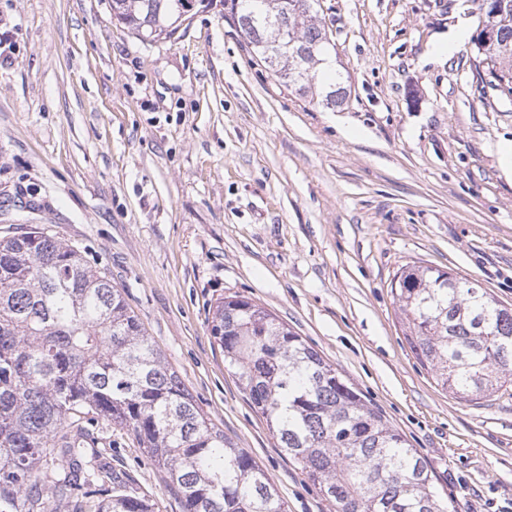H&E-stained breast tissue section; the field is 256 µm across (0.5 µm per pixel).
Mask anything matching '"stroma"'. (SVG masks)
Listing matches in <instances>:
<instances>
[{"label":"stroma","instance_id":"1","mask_svg":"<svg viewBox=\"0 0 512 512\" xmlns=\"http://www.w3.org/2000/svg\"><path fill=\"white\" fill-rule=\"evenodd\" d=\"M349 96L331 110L252 57L222 8L172 41L112 0H0V237L36 227L105 271L198 406L288 512H332L278 448L208 320L236 294L287 323L424 459L449 512H512V388L437 386L391 293L416 261L512 305V96L475 70L470 0H319ZM469 37L436 58L458 22ZM419 101L411 103L408 90ZM156 512H182L125 431L98 427Z\"/></svg>","mask_w":512,"mask_h":512}]
</instances>
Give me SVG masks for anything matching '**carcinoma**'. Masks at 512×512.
Wrapping results in <instances>:
<instances>
[{
  "label": "carcinoma",
  "mask_w": 512,
  "mask_h": 512,
  "mask_svg": "<svg viewBox=\"0 0 512 512\" xmlns=\"http://www.w3.org/2000/svg\"><path fill=\"white\" fill-rule=\"evenodd\" d=\"M188 2L112 0V12L143 39L170 40ZM292 2L252 0L229 20L251 28L248 46L263 64L276 28L252 10L280 22L308 56L283 51L273 75L301 95L319 89L334 109L348 89L325 72L326 30L313 7L297 12ZM473 2L497 28L474 38L476 60L511 96L512 0ZM391 290L404 336L437 385L466 401L512 386L511 306L415 263ZM209 325L278 447L333 512H448L417 450L288 324L229 295ZM99 421L133 437L183 512H286L258 463L226 441L78 246L36 230L0 238V512H155L136 478L95 448L89 426Z\"/></svg>",
  "instance_id": "carcinoma-1"
}]
</instances>
